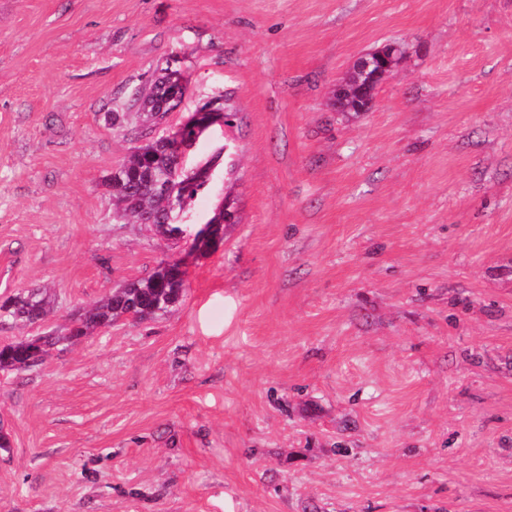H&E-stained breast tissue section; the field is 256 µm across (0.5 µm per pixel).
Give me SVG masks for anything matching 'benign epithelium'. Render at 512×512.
Returning <instances> with one entry per match:
<instances>
[{"label": "benign epithelium", "instance_id": "obj_1", "mask_svg": "<svg viewBox=\"0 0 512 512\" xmlns=\"http://www.w3.org/2000/svg\"><path fill=\"white\" fill-rule=\"evenodd\" d=\"M406 54V49L399 43H388L383 47L360 56L354 66L349 79L336 89V100L344 104L349 112H368L375 102L376 91L398 69ZM187 90L182 74L178 70L172 71L171 87L168 91L169 101L173 107H178L185 99ZM203 121L205 128L214 125L226 126L229 121L224 109L211 105L194 113L189 119L176 127H167L164 138L171 139L176 131ZM229 208L220 203L206 224L194 235L189 237V252L194 255L213 251L221 247L224 240L225 215Z\"/></svg>", "mask_w": 512, "mask_h": 512}]
</instances>
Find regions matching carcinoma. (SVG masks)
<instances>
[{
	"label": "carcinoma",
	"instance_id": "obj_1",
	"mask_svg": "<svg viewBox=\"0 0 512 512\" xmlns=\"http://www.w3.org/2000/svg\"><path fill=\"white\" fill-rule=\"evenodd\" d=\"M170 72L166 71L148 86L135 91L128 109L147 128L157 125L168 111L167 93ZM211 165L207 161L192 177H177L178 189L170 194L163 188L177 168V154L164 139H147L133 147L128 159L120 163L109 178L112 204L118 219L129 218L169 238H178L183 225L174 220L173 200L188 206L204 188V174ZM185 294V273L155 270L150 276L126 282L93 302L78 309L71 318V326L63 331H51L43 336H30L0 345V371H18L34 366L29 361L31 348L46 355L62 344H75L99 329H106L121 319L147 320L167 314L180 306ZM52 310V297L43 289L19 292L0 304V322L30 325L44 320Z\"/></svg>",
	"mask_w": 512,
	"mask_h": 512
}]
</instances>
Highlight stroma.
<instances>
[{"mask_svg":"<svg viewBox=\"0 0 512 512\" xmlns=\"http://www.w3.org/2000/svg\"><path fill=\"white\" fill-rule=\"evenodd\" d=\"M174 58L171 125L233 115L179 220L234 221L175 312L0 372V512H512V0H0V301L55 298L0 343L183 251L106 184ZM405 54L401 44L388 43L360 56L352 75L336 89V101L343 103L347 112H369L378 87L397 71ZM164 70L165 72L161 77L149 86L138 88L130 99L128 109H135L133 114L147 126L146 129L156 126L158 119L162 118L165 112L168 111L167 93L169 101L174 103L171 112L182 103L187 93L181 72L178 70L170 71L173 76L169 88L171 75L168 72L169 69ZM227 115V112H224V108H214L213 105L211 104L208 105L204 110L200 109L198 112H195L189 119H187L186 121H184L176 127L172 128L170 125L165 123L160 125L159 128L167 126L166 134L163 137L165 139H171L173 141L174 132L182 130L187 125L200 121L203 118L205 119L203 125L206 130L217 124L223 127L227 126L226 122L230 120Z\"/></svg>","mask_w":512,"mask_h":512,"instance_id":"stroma-1","label":"stroma"}]
</instances>
